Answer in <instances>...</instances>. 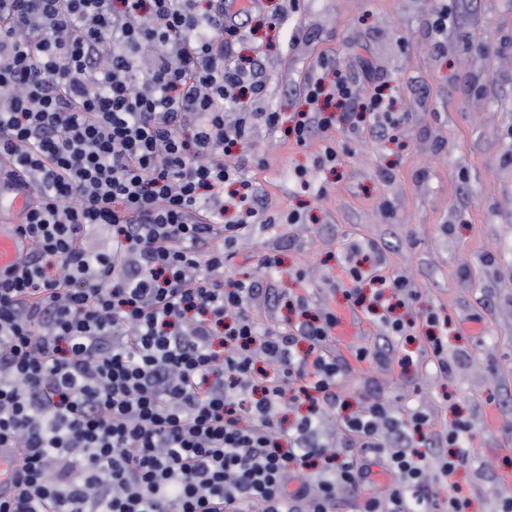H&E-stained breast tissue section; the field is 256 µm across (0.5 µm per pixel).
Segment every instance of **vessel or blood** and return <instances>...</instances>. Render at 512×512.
I'll return each instance as SVG.
<instances>
[{
    "mask_svg": "<svg viewBox=\"0 0 512 512\" xmlns=\"http://www.w3.org/2000/svg\"><path fill=\"white\" fill-rule=\"evenodd\" d=\"M32 198L21 186L0 185V274L14 270L19 257L28 250L30 243L16 226L20 215L31 205Z\"/></svg>",
    "mask_w": 512,
    "mask_h": 512,
    "instance_id": "1",
    "label": "vessel or blood"
}]
</instances>
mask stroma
<instances>
[{
  "mask_svg": "<svg viewBox=\"0 0 512 512\" xmlns=\"http://www.w3.org/2000/svg\"><path fill=\"white\" fill-rule=\"evenodd\" d=\"M282 6L262 0L236 48L237 58L264 63L263 108L304 110V84L324 64L357 95L391 88L402 133H337L348 149L329 170L315 165V146L257 128L234 155L270 211L296 209L305 220L251 226L227 276L259 275L271 256L274 296L302 294L340 312L334 283L351 248L367 249L377 274L409 275L417 307L452 320V371L404 370L392 353L356 366L343 394L354 407L377 396L404 411L430 408L441 425L458 415L473 422L459 479L472 493L469 512H494L512 472V409L502 405L512 396V0H467L441 50L430 32L436 0H307L288 15ZM299 167L325 196L297 192Z\"/></svg>",
  "mask_w": 512,
  "mask_h": 512,
  "instance_id": "stroma-1",
  "label": "stroma"
}]
</instances>
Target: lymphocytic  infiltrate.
Returning a JSON list of instances; mask_svg holds the SVG:
<instances>
[{"label": "lymphocytic infiltrate", "mask_w": 512, "mask_h": 512, "mask_svg": "<svg viewBox=\"0 0 512 512\" xmlns=\"http://www.w3.org/2000/svg\"><path fill=\"white\" fill-rule=\"evenodd\" d=\"M224 0H0V184L32 194L18 231L31 245L0 276V512H466L456 478L470 421L432 426L371 397L347 412L341 377L382 348L330 353L339 314L289 297L293 321L249 308L264 278L225 281L224 266L269 213L232 145L262 125L315 161L338 158L336 127L394 137L393 97L356 101L344 77L309 79L314 109L243 112L261 100L259 61L227 65L246 36ZM236 111L233 122L224 114ZM105 231L108 250L88 238ZM350 308L376 312L385 291L408 318L379 316L385 336L433 328L421 359L448 372L449 317L415 309L405 275L346 262ZM377 283L365 298V280ZM309 412L284 426V406ZM342 433L331 445L327 421ZM431 448H415L416 436ZM390 475L371 479L372 465Z\"/></svg>", "instance_id": "1"}]
</instances>
